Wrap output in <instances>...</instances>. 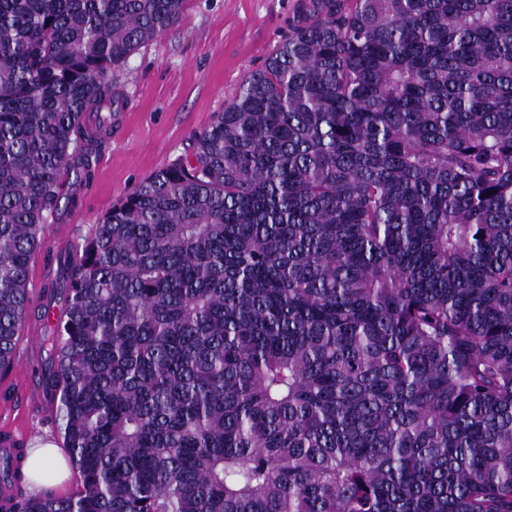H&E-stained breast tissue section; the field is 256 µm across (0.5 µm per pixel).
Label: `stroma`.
<instances>
[{
  "label": "stroma",
  "mask_w": 512,
  "mask_h": 512,
  "mask_svg": "<svg viewBox=\"0 0 512 512\" xmlns=\"http://www.w3.org/2000/svg\"><path fill=\"white\" fill-rule=\"evenodd\" d=\"M297 0H189L182 17L163 36L133 55L118 74L125 107L112 135L89 156L86 177L70 182L76 207L49 218L44 241L54 233L87 235L114 202L153 171L187 154L194 135L260 69L288 27ZM12 431L24 448L63 435L54 414L30 407L26 377L0 374V431Z\"/></svg>",
  "instance_id": "obj_1"
}]
</instances>
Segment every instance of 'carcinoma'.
Segmentation results:
<instances>
[{
	"mask_svg": "<svg viewBox=\"0 0 512 512\" xmlns=\"http://www.w3.org/2000/svg\"><path fill=\"white\" fill-rule=\"evenodd\" d=\"M189 0H0V370L30 260ZM77 488L0 512H512V0H298L53 261Z\"/></svg>",
	"mask_w": 512,
	"mask_h": 512,
	"instance_id": "carcinoma-1",
	"label": "carcinoma"
}]
</instances>
